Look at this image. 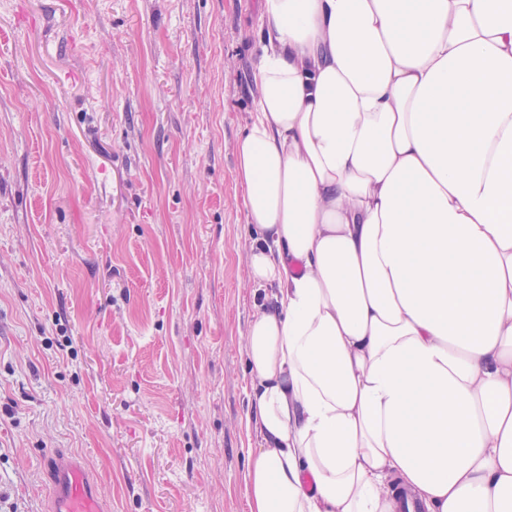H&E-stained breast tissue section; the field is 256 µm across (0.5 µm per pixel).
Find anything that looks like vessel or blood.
<instances>
[{"label":"vessel or blood","instance_id":"obj_1","mask_svg":"<svg viewBox=\"0 0 512 512\" xmlns=\"http://www.w3.org/2000/svg\"><path fill=\"white\" fill-rule=\"evenodd\" d=\"M49 493L52 512H100L98 491L79 463L58 465L53 472Z\"/></svg>","mask_w":512,"mask_h":512}]
</instances>
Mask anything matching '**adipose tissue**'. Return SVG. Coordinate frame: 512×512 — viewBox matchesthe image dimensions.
<instances>
[{
	"instance_id": "obj_1",
	"label": "adipose tissue",
	"mask_w": 512,
	"mask_h": 512,
	"mask_svg": "<svg viewBox=\"0 0 512 512\" xmlns=\"http://www.w3.org/2000/svg\"><path fill=\"white\" fill-rule=\"evenodd\" d=\"M258 33L249 512H512V0H260Z\"/></svg>"
}]
</instances>
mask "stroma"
<instances>
[{
    "label": "stroma",
    "mask_w": 512,
    "mask_h": 512,
    "mask_svg": "<svg viewBox=\"0 0 512 512\" xmlns=\"http://www.w3.org/2000/svg\"><path fill=\"white\" fill-rule=\"evenodd\" d=\"M259 0H0V512H248L234 179ZM49 493L52 512H101L98 491L79 463L58 465L53 472Z\"/></svg>",
    "instance_id": "stroma-1"
}]
</instances>
